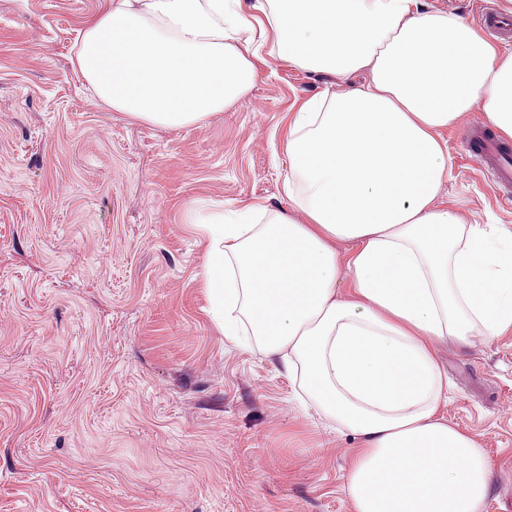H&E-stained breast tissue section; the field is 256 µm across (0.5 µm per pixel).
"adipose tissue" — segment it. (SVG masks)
<instances>
[{
    "label": "adipose tissue",
    "instance_id": "1",
    "mask_svg": "<svg viewBox=\"0 0 512 512\" xmlns=\"http://www.w3.org/2000/svg\"><path fill=\"white\" fill-rule=\"evenodd\" d=\"M265 56L347 85L292 120L287 211L207 224L212 319L358 438L354 512H481L492 469L441 414L434 350L512 330V230L443 207V132L478 110L512 139V56L426 0H107L77 64L112 110L184 128L242 100Z\"/></svg>",
    "mask_w": 512,
    "mask_h": 512
}]
</instances>
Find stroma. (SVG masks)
I'll use <instances>...</instances> for the list:
<instances>
[{"instance_id": "35a3bbf8", "label": "stroma", "mask_w": 512, "mask_h": 512, "mask_svg": "<svg viewBox=\"0 0 512 512\" xmlns=\"http://www.w3.org/2000/svg\"><path fill=\"white\" fill-rule=\"evenodd\" d=\"M103 0H0V512H354L356 438L209 315L200 221L284 210L293 112L336 77L258 66L244 99L169 129L113 111L75 63ZM444 131L443 197L512 229ZM449 423L512 512V331L436 348Z\"/></svg>"}]
</instances>
